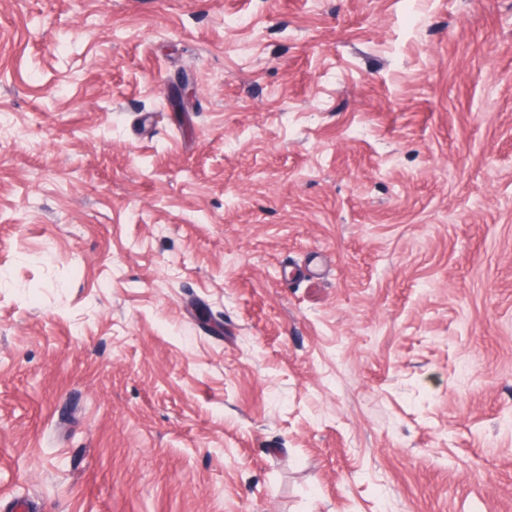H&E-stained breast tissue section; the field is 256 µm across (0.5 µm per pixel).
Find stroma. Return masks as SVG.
Segmentation results:
<instances>
[{
    "mask_svg": "<svg viewBox=\"0 0 512 512\" xmlns=\"http://www.w3.org/2000/svg\"><path fill=\"white\" fill-rule=\"evenodd\" d=\"M1 114L0 512H512V0H0Z\"/></svg>",
    "mask_w": 512,
    "mask_h": 512,
    "instance_id": "1",
    "label": "stroma"
}]
</instances>
